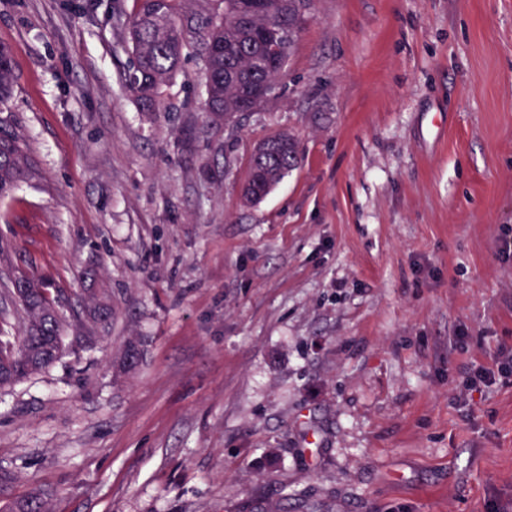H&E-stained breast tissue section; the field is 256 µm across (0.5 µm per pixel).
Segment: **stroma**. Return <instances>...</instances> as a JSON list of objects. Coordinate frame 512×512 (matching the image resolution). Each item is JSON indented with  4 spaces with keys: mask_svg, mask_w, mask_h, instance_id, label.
I'll return each instance as SVG.
<instances>
[{
    "mask_svg": "<svg viewBox=\"0 0 512 512\" xmlns=\"http://www.w3.org/2000/svg\"><path fill=\"white\" fill-rule=\"evenodd\" d=\"M135 8L0 0L43 171L0 199V263L66 316L112 303L96 343L0 388V512H240L284 487L288 512H512V0H315L231 129L196 57L142 109ZM282 132L298 167L246 202Z\"/></svg>",
    "mask_w": 512,
    "mask_h": 512,
    "instance_id": "stroma-1",
    "label": "stroma"
}]
</instances>
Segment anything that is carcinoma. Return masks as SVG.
<instances>
[{"label":"carcinoma","mask_w":512,"mask_h":512,"mask_svg":"<svg viewBox=\"0 0 512 512\" xmlns=\"http://www.w3.org/2000/svg\"><path fill=\"white\" fill-rule=\"evenodd\" d=\"M137 9L128 34L131 57L128 89L144 109L154 111L183 59L196 56L204 63V86H213L214 96L205 98L204 111L226 114L236 111L242 88L251 83L276 85L283 69L266 64L263 31L281 32L288 54L295 45L307 14L300 0H269V10L250 19L239 12V0H136ZM16 77L9 49L0 44V198L10 195L19 183L40 179L41 172L30 150L19 115L9 103ZM285 146L261 159L250 160V178L243 189L248 201L261 199L299 164L296 141L286 133L264 140ZM0 283V329L17 316L24 330L12 342L0 344V372L9 377L0 388L11 386L50 367L63 351V333L71 327L56 308V299L39 288L11 304L10 287ZM18 512H51L47 501L34 494L16 505Z\"/></svg>","instance_id":"carcinoma-1"}]
</instances>
